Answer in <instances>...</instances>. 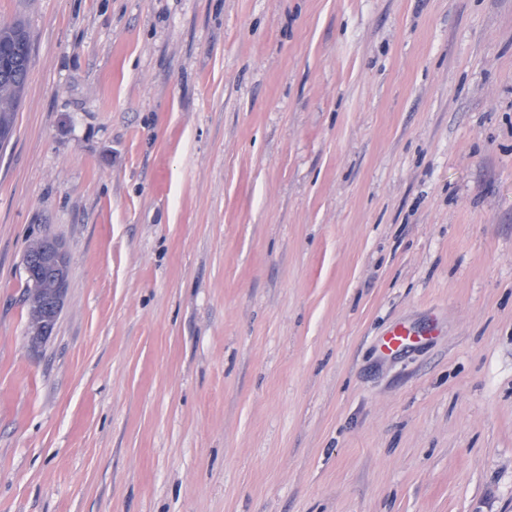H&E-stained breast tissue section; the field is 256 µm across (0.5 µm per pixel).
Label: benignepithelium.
Masks as SVG:
<instances>
[{
	"label": "benign epithelium",
	"instance_id": "obj_1",
	"mask_svg": "<svg viewBox=\"0 0 512 512\" xmlns=\"http://www.w3.org/2000/svg\"><path fill=\"white\" fill-rule=\"evenodd\" d=\"M30 264L45 268L47 274L55 279V286L48 297L38 293V322L29 332L31 343L36 345L53 331L62 309L68 284L69 261L62 243L50 239L36 248V254L30 256Z\"/></svg>",
	"mask_w": 512,
	"mask_h": 512
}]
</instances>
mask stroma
<instances>
[{
    "label": "stroma",
    "mask_w": 512,
    "mask_h": 512,
    "mask_svg": "<svg viewBox=\"0 0 512 512\" xmlns=\"http://www.w3.org/2000/svg\"><path fill=\"white\" fill-rule=\"evenodd\" d=\"M1 20L0 512H512V0ZM31 63L30 36L21 23H0V130L14 128L17 105L27 85ZM7 138V139H6ZM33 251L37 254L30 256L31 266L44 267L47 274L55 279L54 288L52 282L46 279L40 284L41 288H52L47 298L43 297L42 292H37L38 322L29 332L31 343L36 345L41 343L45 336L49 337L48 334L53 331L62 309L68 284L69 261L62 243L54 239L46 241Z\"/></svg>",
    "instance_id": "1"
}]
</instances>
